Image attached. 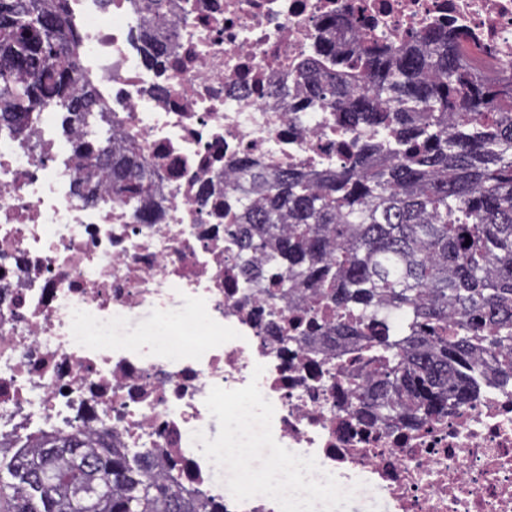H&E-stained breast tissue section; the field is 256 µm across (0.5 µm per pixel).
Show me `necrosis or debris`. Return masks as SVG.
Returning a JSON list of instances; mask_svg holds the SVG:
<instances>
[{
    "mask_svg": "<svg viewBox=\"0 0 512 512\" xmlns=\"http://www.w3.org/2000/svg\"><path fill=\"white\" fill-rule=\"evenodd\" d=\"M81 45L73 87L89 117L54 99L21 132L0 127V440L99 436L171 465L203 512H279L237 502L191 434L215 438L212 387L259 388L272 431L382 512H512V387L483 366L472 402L410 426L360 419L370 337L397 335L390 308L361 336L312 318L304 288L255 260L249 283L224 233L244 169L316 175L349 159L368 125L302 109L297 64L329 47L465 33L482 68L512 75V0H67ZM169 53H155L157 42ZM132 141L148 193L114 203L83 148L99 131Z\"/></svg>",
    "mask_w": 512,
    "mask_h": 512,
    "instance_id": "obj_1",
    "label": "necrosis or debris"
}]
</instances>
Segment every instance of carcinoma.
I'll return each instance as SVG.
<instances>
[{
    "label": "carcinoma",
    "mask_w": 512,
    "mask_h": 512,
    "mask_svg": "<svg viewBox=\"0 0 512 512\" xmlns=\"http://www.w3.org/2000/svg\"><path fill=\"white\" fill-rule=\"evenodd\" d=\"M426 49L366 45L339 62L328 49L291 77L313 83L303 107L347 112L386 132V144H353V164L312 177L256 171L224 213L238 258L253 253L304 281L343 319L339 336L377 321L389 304L409 334L380 345L362 407L377 421L416 422L474 397L480 358L512 381V81L480 71L463 35L429 30ZM79 40L64 0H0V122L20 127L47 95L72 112L92 101L72 90ZM368 86L363 87L361 83ZM112 153V200L144 191L135 154ZM471 243H466V240ZM0 497L8 512H201L173 477L133 466L99 441L44 438L0 451Z\"/></svg>",
    "instance_id": "obj_1"
}]
</instances>
